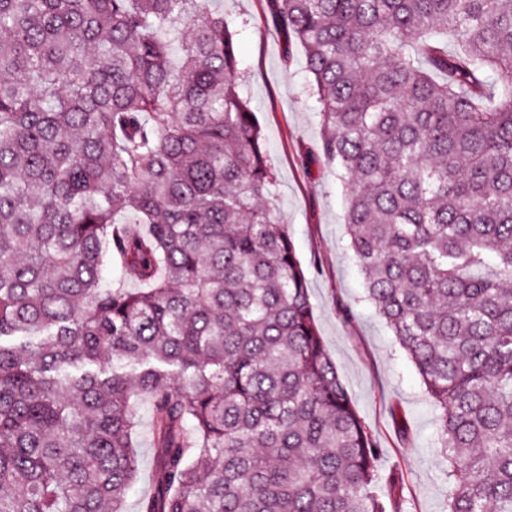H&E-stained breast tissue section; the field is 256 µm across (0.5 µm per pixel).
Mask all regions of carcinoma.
I'll use <instances>...</instances> for the list:
<instances>
[{
	"label": "carcinoma",
	"mask_w": 512,
	"mask_h": 512,
	"mask_svg": "<svg viewBox=\"0 0 512 512\" xmlns=\"http://www.w3.org/2000/svg\"><path fill=\"white\" fill-rule=\"evenodd\" d=\"M268 3L448 512H512V0ZM274 183L211 0H0V512H125L140 395V512H396ZM138 411L142 419V427L136 438L134 450L140 460V478L127 499V511L137 512L140 500L149 494L154 487L155 463L152 434V411L146 399L140 400Z\"/></svg>",
	"instance_id": "obj_1"
}]
</instances>
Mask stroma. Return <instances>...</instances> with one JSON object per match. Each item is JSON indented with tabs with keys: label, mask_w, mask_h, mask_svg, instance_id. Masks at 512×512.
I'll list each match as a JSON object with an SVG mask.
<instances>
[{
	"label": "stroma",
	"mask_w": 512,
	"mask_h": 512,
	"mask_svg": "<svg viewBox=\"0 0 512 512\" xmlns=\"http://www.w3.org/2000/svg\"><path fill=\"white\" fill-rule=\"evenodd\" d=\"M235 33L242 90L254 109L275 170L274 194L308 279L326 349L360 416L376 435L380 477L400 473V512H448V462L439 450L438 410L417 368L365 298L347 248L348 182L317 153L319 104L298 44H286L266 0H216ZM349 307L344 319L341 307ZM135 451L140 478L127 512L154 487L152 411L140 400Z\"/></svg>",
	"instance_id": "35a3bbf8"
}]
</instances>
